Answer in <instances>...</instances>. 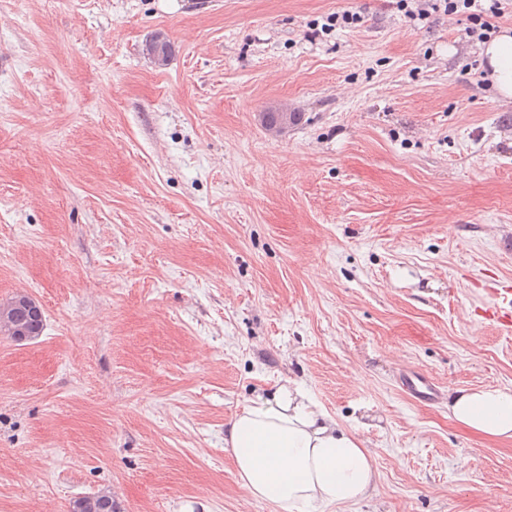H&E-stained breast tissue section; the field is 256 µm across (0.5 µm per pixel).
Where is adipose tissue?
I'll return each instance as SVG.
<instances>
[{
  "mask_svg": "<svg viewBox=\"0 0 512 512\" xmlns=\"http://www.w3.org/2000/svg\"><path fill=\"white\" fill-rule=\"evenodd\" d=\"M497 93L512 98V32L482 47ZM448 416L467 432L512 439V389L455 390ZM241 487L279 512H328L357 503L376 488L373 455L300 388L279 385L249 401L227 429Z\"/></svg>",
  "mask_w": 512,
  "mask_h": 512,
  "instance_id": "adipose-tissue-1",
  "label": "adipose tissue"
}]
</instances>
